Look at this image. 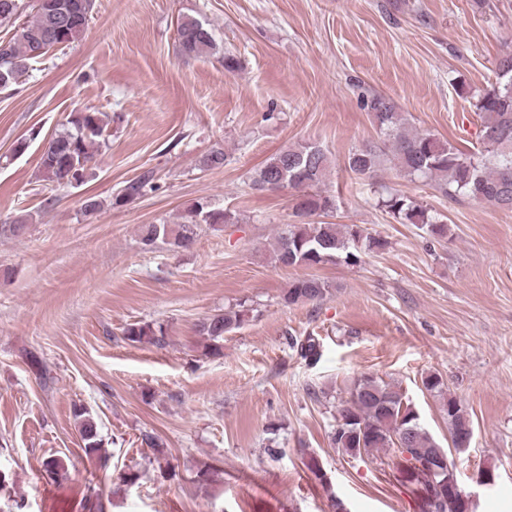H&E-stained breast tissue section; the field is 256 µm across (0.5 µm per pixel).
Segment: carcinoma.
<instances>
[{
	"instance_id": "cac0c4a2",
	"label": "carcinoma",
	"mask_w": 512,
	"mask_h": 512,
	"mask_svg": "<svg viewBox=\"0 0 512 512\" xmlns=\"http://www.w3.org/2000/svg\"><path fill=\"white\" fill-rule=\"evenodd\" d=\"M76 6V14L63 36L51 31L47 14L32 6L29 19L17 23L4 16L5 11L22 14L21 0H0V25L10 26L11 35L0 40V88L19 83L33 63L51 49L68 45L79 38L83 28L78 20L92 12L94 0H65ZM182 54L200 58L212 55L216 43L202 22L186 17L177 26ZM361 107L368 112L381 134L377 143L352 150L346 167L357 177L374 173L389 156L404 176L421 179L442 195L468 199L499 208L512 209V53L500 57L495 68V83L470 101L480 120V148L466 152L429 134L408 126L396 102L381 93L361 97ZM109 132L101 112H79L67 121V127L48 140L39 165L41 180L58 188L72 184L80 171H87L108 146ZM224 149L215 148L202 156L201 166L210 170L224 166ZM331 166L327 153L317 144L299 143L269 157L251 176V186L262 191L273 182L298 190L296 215L304 217L288 224L278 234L273 253L275 262L285 267H316L328 263L354 265L361 254L385 249L387 241L373 236L356 224H332L312 217L328 214L334 200L322 189ZM155 189L153 173L148 171L126 182L115 203L132 201ZM379 205L400 224H416L430 236L443 237L447 225L429 214L426 205L404 194H389ZM236 211L216 210L197 202L187 207L177 224H143L140 240L146 246L159 242L173 249L190 246L201 225L235 224ZM329 285L314 277L292 281L284 300L288 304L313 302L323 298ZM246 303H239L222 314L203 320L199 334L215 349L224 335L240 327L249 315ZM134 343L147 342L157 347L165 344L161 325L129 323L123 330ZM292 347L304 361L315 364L322 357L319 340L308 336L295 339ZM424 388L438 397L448 410V429L452 447L462 452L470 442L461 435L473 427L472 419L457 398L448 394L442 378L428 374ZM83 451L90 457L108 461L103 452L97 421L89 412H75ZM331 444L343 455L361 456L375 452H394L395 465L418 485L420 512H459L457 499L448 496V484L455 481L448 450L422 426L403 389L381 377L364 374L354 380L336 406Z\"/></svg>"
}]
</instances>
